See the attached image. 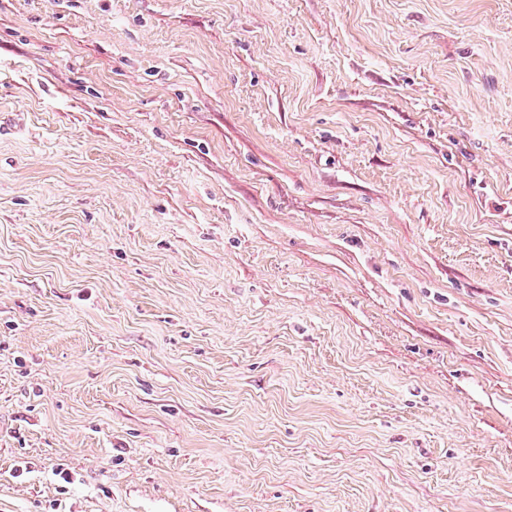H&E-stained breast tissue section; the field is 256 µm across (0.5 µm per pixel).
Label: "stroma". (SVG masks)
Segmentation results:
<instances>
[{
	"instance_id": "35a3bbf8",
	"label": "stroma",
	"mask_w": 512,
	"mask_h": 512,
	"mask_svg": "<svg viewBox=\"0 0 512 512\" xmlns=\"http://www.w3.org/2000/svg\"><path fill=\"white\" fill-rule=\"evenodd\" d=\"M0 512H512V0H0Z\"/></svg>"
}]
</instances>
